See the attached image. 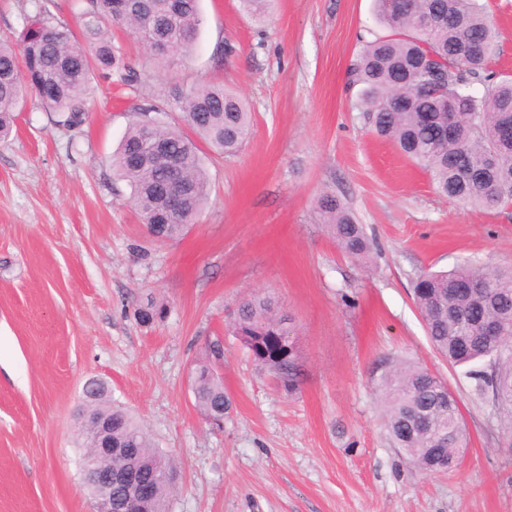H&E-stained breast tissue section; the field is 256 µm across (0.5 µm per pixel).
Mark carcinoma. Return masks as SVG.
<instances>
[{
  "label": "carcinoma",
  "mask_w": 512,
  "mask_h": 512,
  "mask_svg": "<svg viewBox=\"0 0 512 512\" xmlns=\"http://www.w3.org/2000/svg\"><path fill=\"white\" fill-rule=\"evenodd\" d=\"M79 0L80 34L58 22L46 7L24 16L22 56L0 40V139L10 135L24 91L55 115V123L78 129L86 121V90L95 71L131 86L136 73L114 49L101 24L110 20L133 29L148 48L164 39L170 54L187 53L200 25L198 0ZM389 34L363 47L350 72L362 86L363 102L375 131L391 139L430 175L437 192L465 206L512 204V140L502 123L512 120V76L488 66L495 28L485 0H376ZM183 109L184 131L145 113L125 133L112 166L131 188V202L149 234L173 241L192 227L208 195L200 159L204 143L220 154H234L252 125V113L224 85H195L175 92ZM186 186L183 206L173 211L164 194L171 167ZM322 224L343 252L365 259L371 244L333 194L316 201ZM413 297L435 350L452 366L468 368L480 395L492 393L497 405L512 409V267L486 271L460 264L420 276ZM164 309L148 300L137 310L143 324L162 318ZM493 320L500 336L490 341L478 323ZM228 331L267 371L292 389L297 384L295 352L282 345L284 318L259 296L242 302ZM379 388L384 427L391 442L426 473L453 466L467 433L456 414V397L428 369L391 359ZM195 406L207 420H220L232 401L212 364L196 367ZM92 407L112 418V467H134L145 492L136 512H166L175 471L144 428L112 405L104 388Z\"/></svg>",
  "instance_id": "carcinoma-1"
}]
</instances>
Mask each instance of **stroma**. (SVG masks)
Listing matches in <instances>:
<instances>
[{
  "label": "stroma",
  "instance_id": "1",
  "mask_svg": "<svg viewBox=\"0 0 512 512\" xmlns=\"http://www.w3.org/2000/svg\"><path fill=\"white\" fill-rule=\"evenodd\" d=\"M75 0H0V38L22 50L23 15ZM493 68L512 75V0H489ZM187 56L150 52L109 26L142 81L94 75L83 126L53 125L28 96L0 140V512H91L76 420L89 383L132 413L176 467L168 512H512V412L477 395L431 346L412 299L419 276L512 265V207H467L376 136L348 73L383 31L374 0H200ZM223 83L253 114L242 150L204 149L208 201L176 241L150 236L111 155L139 112L180 125L178 87ZM335 194L372 243L346 255L315 203ZM260 295L288 318L290 392L226 330ZM167 308L141 324L147 297ZM218 364L232 409L202 419L193 367ZM394 358L439 375L469 434L457 468L428 474L390 441L377 390Z\"/></svg>",
  "mask_w": 512,
  "mask_h": 512
}]
</instances>
